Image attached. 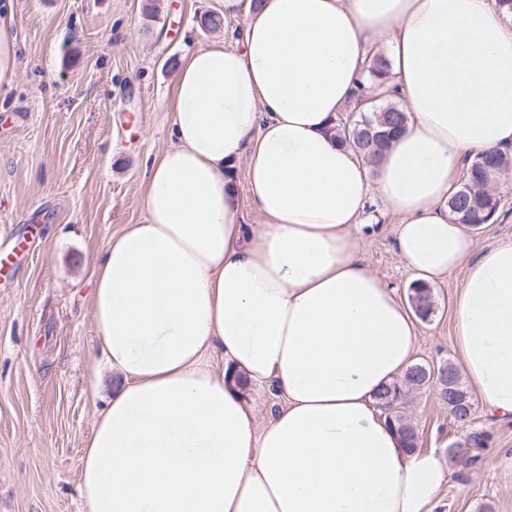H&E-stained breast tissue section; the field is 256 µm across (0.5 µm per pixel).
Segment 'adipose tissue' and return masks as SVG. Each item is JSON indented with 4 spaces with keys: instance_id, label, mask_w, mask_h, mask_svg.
<instances>
[{
    "instance_id": "1",
    "label": "adipose tissue",
    "mask_w": 512,
    "mask_h": 512,
    "mask_svg": "<svg viewBox=\"0 0 512 512\" xmlns=\"http://www.w3.org/2000/svg\"><path fill=\"white\" fill-rule=\"evenodd\" d=\"M381 47L407 120L370 166L334 127ZM171 135L142 223L93 273L87 373L120 384L82 450L85 512H438L449 461L406 450L376 405L417 333L362 242L387 216L413 278L463 271L452 348L512 420V238L474 252L448 213L464 161L512 151V12L258 0L237 46L184 57ZM242 156L256 230L228 174ZM266 385L283 405L262 424L244 392Z\"/></svg>"
}]
</instances>
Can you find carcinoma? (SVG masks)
<instances>
[{"instance_id": "1", "label": "carcinoma", "mask_w": 512, "mask_h": 512, "mask_svg": "<svg viewBox=\"0 0 512 512\" xmlns=\"http://www.w3.org/2000/svg\"><path fill=\"white\" fill-rule=\"evenodd\" d=\"M383 84L365 87L361 90V100L365 101L362 109L354 114L353 118L338 119L336 130L341 141L350 145L363 157L375 161L387 147L390 136L405 121V113L395 104H383ZM509 160L500 152L481 154L466 163L467 177L459 190L448 200V209L461 224H482L497 212L500 199L496 193L487 190V183L496 177L497 172L508 166ZM431 289L427 286L412 288L411 297L414 298L416 310L421 319L429 318L435 312L431 302ZM430 385L439 402L448 407V413L453 421L459 425H470V422L461 421L456 413V407L448 400V393L439 384L425 378L418 371V364L411 365L401 378L385 386L377 396L378 404L392 405L395 408L391 421L398 425L402 433L405 447L414 448L418 440L416 429L404 421L398 408L403 404L406 394L414 387ZM470 441L471 453L466 462H461L457 454L449 452L450 461L466 468L481 458V451L485 448L487 435L483 432L471 431L467 435Z\"/></svg>"}]
</instances>
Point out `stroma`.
<instances>
[{
	"label": "stroma",
	"mask_w": 512,
	"mask_h": 512,
	"mask_svg": "<svg viewBox=\"0 0 512 512\" xmlns=\"http://www.w3.org/2000/svg\"><path fill=\"white\" fill-rule=\"evenodd\" d=\"M154 14H147V4ZM20 69L0 93V512H83L84 442L115 380L91 382L90 308L97 256L123 225L144 218L143 174L171 143L172 92L191 52L232 47L246 17L206 31L224 0H11ZM475 251L512 237V184ZM366 235L364 256L407 297L410 274L389 219ZM462 272L435 282L434 314L418 323L415 359L453 361L452 299ZM424 448L447 455L466 433L431 387L402 407ZM488 435L475 465L453 470L441 512H512V421L476 411Z\"/></svg>",
	"instance_id": "stroma-1"
}]
</instances>
